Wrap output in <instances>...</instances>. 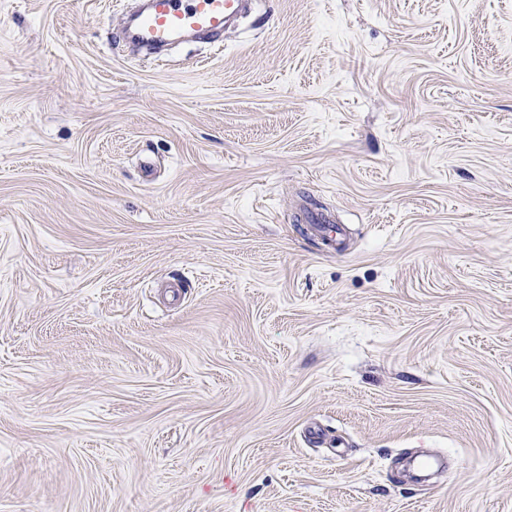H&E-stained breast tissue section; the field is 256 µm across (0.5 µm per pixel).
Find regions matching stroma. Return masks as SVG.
Here are the masks:
<instances>
[{
  "mask_svg": "<svg viewBox=\"0 0 512 512\" xmlns=\"http://www.w3.org/2000/svg\"><path fill=\"white\" fill-rule=\"evenodd\" d=\"M130 4L0 0V512H512V0ZM249 0H145L122 27L124 40L154 47L203 36L218 41Z\"/></svg>",
  "mask_w": 512,
  "mask_h": 512,
  "instance_id": "35a3bbf8",
  "label": "stroma"
}]
</instances>
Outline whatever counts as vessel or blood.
Returning a JSON list of instances; mask_svg holds the SVG:
<instances>
[{"label":"vessel or blood","mask_w":512,"mask_h":512,"mask_svg":"<svg viewBox=\"0 0 512 512\" xmlns=\"http://www.w3.org/2000/svg\"><path fill=\"white\" fill-rule=\"evenodd\" d=\"M248 0H144L122 27L125 40L154 47L203 36L220 40Z\"/></svg>","instance_id":"1"}]
</instances>
